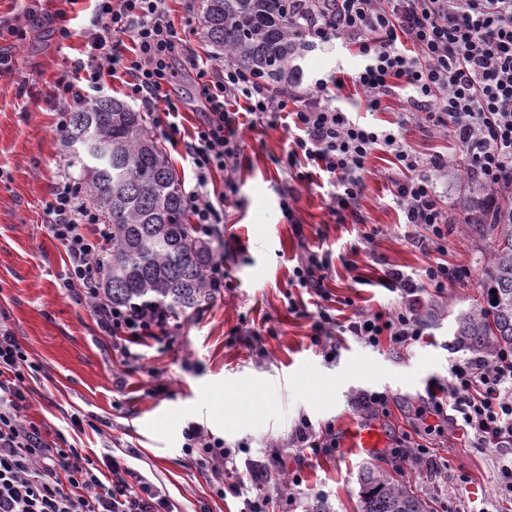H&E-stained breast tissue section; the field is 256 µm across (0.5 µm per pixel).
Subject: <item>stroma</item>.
<instances>
[{
  "instance_id": "1",
  "label": "stroma",
  "mask_w": 512,
  "mask_h": 512,
  "mask_svg": "<svg viewBox=\"0 0 512 512\" xmlns=\"http://www.w3.org/2000/svg\"><path fill=\"white\" fill-rule=\"evenodd\" d=\"M93 7L92 0H78L63 24L28 23L15 71L0 72V323L39 368L30 383L28 420L43 426L50 438L62 436L81 448L96 468L112 457L125 462L169 496L179 512H240L242 507V497L212 493L201 466L182 452L181 432L196 420L206 422L236 454L238 471L226 474V482L273 452L284 474L299 473L302 485L288 512H307L315 498L331 512H357L359 475L367 467L391 472L429 498L436 512H512V496L493 491L497 449L470 447L449 424L427 433L417 419L428 383L448 379L451 364L465 356L450 344L453 315L480 299L479 284L460 285L440 296L430 289L423 293L426 343L396 352L344 335L333 359L325 358L309 337L310 316L317 311L314 297L288 286L297 258L305 248L319 247L335 257L326 282L330 299H349L371 311L398 305L397 293L377 285L378 265L415 273L428 258L404 239L401 212L389 192L387 155H375L369 164L359 198L364 223L340 224L327 209V188L293 184L282 166L288 129L244 128L235 173L238 193L226 205L224 246L218 251L229 288L199 310L177 314L179 327L167 343L146 340L137 348L138 361L122 362L86 302L64 288L68 258L44 211L52 183L69 169L46 93L79 57ZM202 7L203 0L189 7L183 0L168 2L170 20L191 49L177 57L180 76L168 89L187 130L203 109L193 64L214 59ZM62 26L69 29V39L59 37ZM300 65L303 77L293 89L302 94L313 78L336 69L355 72L361 60L354 47L335 40L307 52ZM362 97L349 82L337 105L375 126L397 121L405 106L403 97L393 96L381 111L369 112L360 104ZM290 189L295 199L289 222L279 199ZM369 225L379 232L366 243L362 234ZM449 240V262L462 261L482 273L490 237L456 224ZM354 243L360 247L355 255L350 252ZM346 255L357 272L343 264ZM292 299L298 303L294 311L288 307ZM363 390L388 395L375 417L354 404ZM74 414L83 421L78 432L70 427ZM304 416L316 426L334 423L336 451L317 454L292 447V430ZM354 422L377 429L381 447L351 448L346 431ZM405 431L433 447L445 468L401 465L394 447Z\"/></svg>"
}]
</instances>
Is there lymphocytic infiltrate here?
<instances>
[{"instance_id":"obj_1","label":"lymphocytic infiltrate","mask_w":512,"mask_h":512,"mask_svg":"<svg viewBox=\"0 0 512 512\" xmlns=\"http://www.w3.org/2000/svg\"><path fill=\"white\" fill-rule=\"evenodd\" d=\"M330 20L307 27L309 42L334 39L355 46L362 67L349 81L365 94L367 110L381 109L384 98L406 92L405 116L395 128L365 125L336 107L335 89L347 79L332 73L315 79L307 102L277 91L220 61L197 73L198 94L206 110L184 140L194 181L183 187L182 202L207 236L220 232L224 204L237 193L233 177L241 155L239 115L244 104L252 123L288 114L294 127L285 164L296 182H326L328 209L339 221L363 223L356 206L374 152L390 154L393 201L402 213L405 237L429 255L420 274L382 268L380 286L398 292L397 308L353 309L337 318L332 306H319L312 318L311 342L335 357V334H350L372 347L388 344L407 350L427 339L422 293L473 280L463 262H448V226L454 218L448 193L440 185L450 169L464 165L471 182L500 192L512 188V0H335ZM184 45L168 14L166 0H94L85 59L71 77L47 93L56 112L67 114L88 91L99 90L104 75L128 76L132 100L154 113L167 139L180 130L177 103L168 92L176 76L174 59ZM452 140L464 158L443 153L423 156L407 141L410 131ZM224 187L209 189L216 174ZM53 237L68 258L66 288L90 305L98 330L126 359H138L145 339L166 342L170 314L144 303L115 305L105 296L109 275L103 256L110 230L69 175H59L45 202ZM326 251H307L293 269L290 287L324 297L333 272ZM26 349L0 324V512H174L153 485L112 461L107 470L89 466L80 449L48 439L29 421V378L36 372ZM448 381L427 389L423 419L452 422L474 448H496L498 493L512 494V347L492 358L472 356L453 364ZM182 450L208 471V484L224 495L225 468L234 454L223 437L198 422L182 431Z\"/></svg>"}]
</instances>
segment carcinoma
I'll return each mask as SVG.
<instances>
[{
  "mask_svg": "<svg viewBox=\"0 0 512 512\" xmlns=\"http://www.w3.org/2000/svg\"><path fill=\"white\" fill-rule=\"evenodd\" d=\"M208 42L271 86L299 73L293 62L310 44L308 18L288 0H203ZM66 139L72 178L111 225L106 294L115 304L152 302L171 312L195 310L212 293L214 250L182 204L181 182L141 113L116 99L70 113ZM480 228L493 240L481 288L486 305L455 318L454 342L491 356L512 345V207ZM357 512H432L429 503L390 473L360 475Z\"/></svg>",
  "mask_w": 512,
  "mask_h": 512,
  "instance_id": "cac0c4a2",
  "label": "carcinoma"
}]
</instances>
